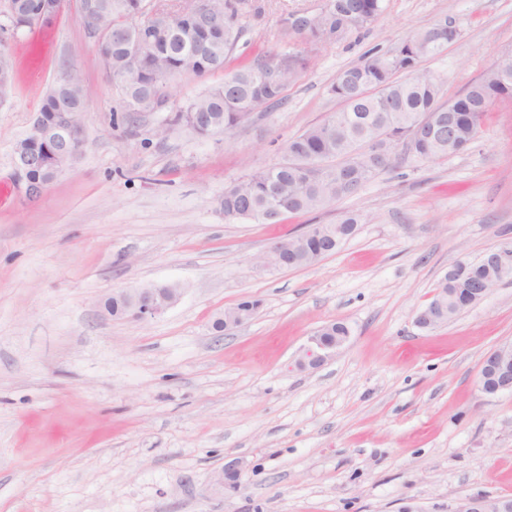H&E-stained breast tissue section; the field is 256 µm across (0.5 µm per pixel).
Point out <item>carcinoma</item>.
<instances>
[{"mask_svg": "<svg viewBox=\"0 0 512 512\" xmlns=\"http://www.w3.org/2000/svg\"><path fill=\"white\" fill-rule=\"evenodd\" d=\"M383 0H344L349 12L363 10L377 19ZM212 16L222 21L224 36L211 48L196 46L188 23L177 29L157 27L147 0H98L90 25L106 31L95 40L101 60L114 74H125L130 55L142 58L122 90L126 102L125 120L134 123L147 108L142 101L157 96L166 102L161 77L182 72L205 75L224 71V82L209 88L175 113L156 133L183 124L206 137L229 131L255 111L268 112L284 100V92L303 69L297 54L266 52L252 62L228 67L243 29L230 0H210ZM448 46V20L410 36L388 55H370L343 70L330 87L341 109L306 128L288 141L287 158L252 172L224 188V217L261 224H279L289 215L320 210L337 199L355 193L378 172L394 165L393 149L403 144L418 160H434L457 154L458 146L469 144L480 134L493 104L512 97V52L499 56L496 67L486 69L465 93L440 102L436 78L418 69L421 59L441 53ZM90 91L81 76L69 75L62 95L48 93L40 112H73L81 119ZM453 113L455 134L448 136L420 126L429 119L434 125L448 123ZM382 129L385 138L371 145L372 128ZM358 223L349 216L337 224H326L288 238L291 266L307 267L319 256L336 252L349 238L347 225ZM488 275L481 264L448 273V285L469 287L470 282Z\"/></svg>", "mask_w": 512, "mask_h": 512, "instance_id": "1", "label": "carcinoma"}]
</instances>
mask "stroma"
I'll return each instance as SVG.
<instances>
[{"instance_id":"stroma-1","label":"stroma","mask_w":512,"mask_h":512,"mask_svg":"<svg viewBox=\"0 0 512 512\" xmlns=\"http://www.w3.org/2000/svg\"><path fill=\"white\" fill-rule=\"evenodd\" d=\"M328 0H245L234 57L282 50L280 19ZM458 37L419 67L443 100L512 51V0H384L381 16L312 45L280 107L208 137L158 134L223 72L166 81L164 107L128 126L95 40L64 12L4 34L17 81L0 104V512H449L461 497L512 496V393L482 394L491 348L512 341V279L453 321L414 319L448 268L512 249V100L462 153L419 161L396 147L324 210L278 224L225 218L224 188L282 162L287 141L340 104L330 86L441 19ZM67 71L90 88L85 142L40 200L16 186L13 147ZM357 215L355 234L311 267L254 259L312 224ZM178 284L162 315L115 319L112 292ZM261 303L233 334L224 308ZM333 320L347 342L297 365ZM234 465L237 490L219 480Z\"/></svg>"}]
</instances>
